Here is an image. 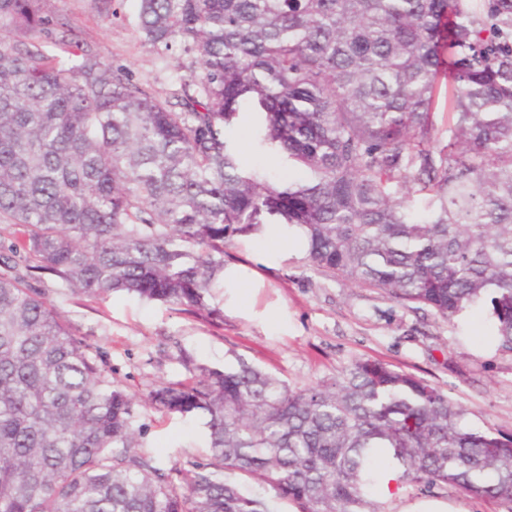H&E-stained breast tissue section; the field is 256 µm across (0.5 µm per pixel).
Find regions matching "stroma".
Returning <instances> with one entry per match:
<instances>
[{"label": "stroma", "instance_id": "35a3bbf8", "mask_svg": "<svg viewBox=\"0 0 512 512\" xmlns=\"http://www.w3.org/2000/svg\"><path fill=\"white\" fill-rule=\"evenodd\" d=\"M46 6L133 82L163 98L178 88L181 72L174 60L141 43L139 0H47ZM232 137L245 165L275 178H300L280 154L257 148L249 124L237 125ZM257 272L266 286L251 313L227 310L234 296L218 288L211 299L223 311L217 320L126 294L104 301L73 295L49 275L31 285L77 339L99 351L113 379L138 401L136 424L144 448L160 467L178 468L185 476L206 446L203 418L161 413L143 402L160 383L188 376L191 363L221 369L241 358L296 389L334 378L355 361L378 360L441 387L470 425L512 431V353L498 349L487 314L442 320L375 289L324 276L302 257L278 267L261 265ZM428 499L449 503L457 512H512L455 490L430 494L408 484L379 505L381 512H410Z\"/></svg>", "mask_w": 512, "mask_h": 512}]
</instances>
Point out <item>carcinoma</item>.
Returning a JSON list of instances; mask_svg holds the SVG:
<instances>
[{
	"instance_id": "cac0c4a2",
	"label": "carcinoma",
	"mask_w": 512,
	"mask_h": 512,
	"mask_svg": "<svg viewBox=\"0 0 512 512\" xmlns=\"http://www.w3.org/2000/svg\"><path fill=\"white\" fill-rule=\"evenodd\" d=\"M139 28L191 58L169 97L43 0H0V512H380L384 451L426 492L511 505L512 433L375 360L298 390L242 360L152 389L205 417L179 484L133 396L25 282L218 315L224 248L295 224L317 272L445 320L486 310L512 352V0H140ZM251 111L302 179L242 169L229 133Z\"/></svg>"
}]
</instances>
